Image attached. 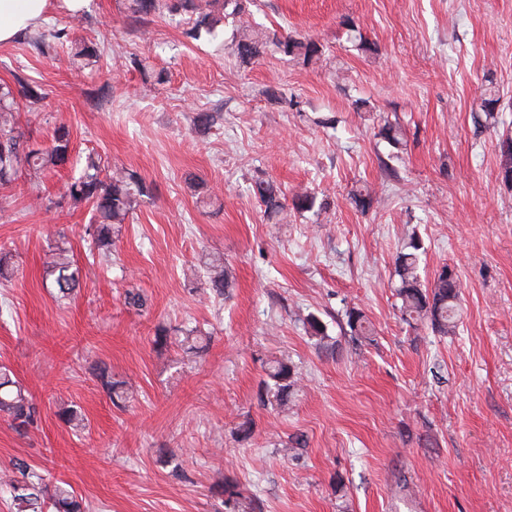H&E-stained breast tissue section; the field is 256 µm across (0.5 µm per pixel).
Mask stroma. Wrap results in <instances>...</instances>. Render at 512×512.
I'll list each match as a JSON object with an SVG mask.
<instances>
[{
    "label": "stroma",
    "mask_w": 512,
    "mask_h": 512,
    "mask_svg": "<svg viewBox=\"0 0 512 512\" xmlns=\"http://www.w3.org/2000/svg\"><path fill=\"white\" fill-rule=\"evenodd\" d=\"M250 21L315 40L320 59L272 47L246 65L235 24L195 41L182 15L137 22L121 0H90L75 20L52 9L36 31L48 53L28 32L0 46V83L46 94L23 106V128L46 144L67 125L72 155L40 190L23 179L0 190L14 262L0 366L39 411L21 431L0 417V474L25 461L88 512H224L228 478L255 512H512V188L499 177L512 0H257ZM77 44L97 60L74 67ZM491 90L499 102L479 133L472 114ZM387 123L401 148L381 137ZM92 153L148 188L108 262L90 252V207L53 204ZM257 179L327 207L271 223ZM356 190L367 209L351 204ZM413 236L424 282L445 264L459 276L454 335L401 319L394 262ZM61 240L80 270L69 297L42 277ZM214 255L231 279L221 296L204 271ZM132 288L145 310L126 304ZM353 307L373 343L351 341ZM311 314L334 356L310 336ZM160 325L200 329L202 352L157 348ZM276 357L300 378L282 408L259 399ZM103 367L128 402L112 403ZM62 407L83 427L61 422Z\"/></svg>",
    "instance_id": "1"
}]
</instances>
